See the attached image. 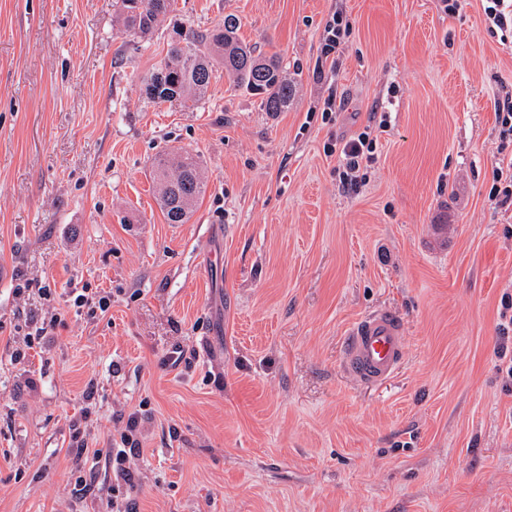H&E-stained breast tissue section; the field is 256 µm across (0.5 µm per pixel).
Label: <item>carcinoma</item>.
<instances>
[{
    "label": "carcinoma",
    "mask_w": 512,
    "mask_h": 512,
    "mask_svg": "<svg viewBox=\"0 0 512 512\" xmlns=\"http://www.w3.org/2000/svg\"><path fill=\"white\" fill-rule=\"evenodd\" d=\"M127 31L142 41L149 39L159 18L176 10L175 0H118ZM239 23L232 16L224 23L199 34L181 29L183 45L171 44L163 65L145 80V93L153 102L177 103L186 110L197 108L206 94L217 67L235 84L259 97L262 109L270 114L283 111L294 95L279 54L262 55L238 36ZM204 50L199 51L196 46ZM161 209L169 224H185L206 191L197 159L187 152L170 150L153 168Z\"/></svg>",
    "instance_id": "carcinoma-1"
}]
</instances>
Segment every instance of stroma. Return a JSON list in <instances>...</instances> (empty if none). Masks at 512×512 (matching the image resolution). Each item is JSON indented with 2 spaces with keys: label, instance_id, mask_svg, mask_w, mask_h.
I'll use <instances>...</instances> for the list:
<instances>
[{
  "label": "stroma",
  "instance_id": "stroma-1",
  "mask_svg": "<svg viewBox=\"0 0 512 512\" xmlns=\"http://www.w3.org/2000/svg\"><path fill=\"white\" fill-rule=\"evenodd\" d=\"M228 14L283 56L287 110L221 71L195 110L147 98L174 22ZM500 36L483 0H177L145 42L116 0H0V512H112L111 468L87 458L76 493L70 448L111 447L135 411L137 512H512ZM375 112L376 161L344 187L329 147ZM172 147L207 181L185 224L152 182ZM379 309L405 356L363 387L342 339ZM326 36L322 47L324 56L329 57L336 54L344 43V38L350 33V25L348 21H344L343 16L334 13L331 19L327 22L325 28Z\"/></svg>",
  "mask_w": 512,
  "mask_h": 512
}]
</instances>
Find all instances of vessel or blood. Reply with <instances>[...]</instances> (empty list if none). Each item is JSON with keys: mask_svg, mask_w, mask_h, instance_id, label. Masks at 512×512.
Listing matches in <instances>:
<instances>
[{"mask_svg": "<svg viewBox=\"0 0 512 512\" xmlns=\"http://www.w3.org/2000/svg\"><path fill=\"white\" fill-rule=\"evenodd\" d=\"M405 338L399 316L378 310L360 319L348 332L342 369L364 386L390 379L404 359Z\"/></svg>", "mask_w": 512, "mask_h": 512, "instance_id": "1", "label": "vessel or blood"}]
</instances>
